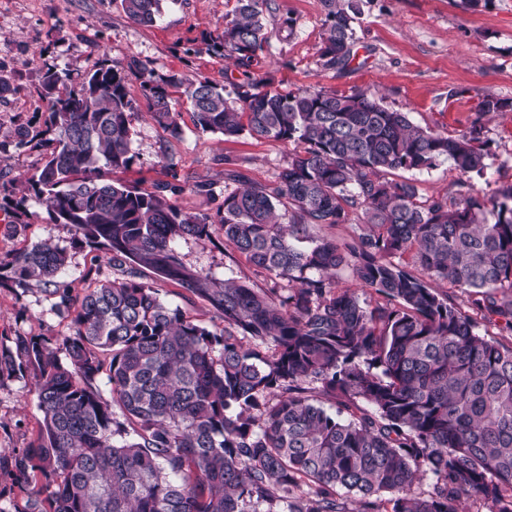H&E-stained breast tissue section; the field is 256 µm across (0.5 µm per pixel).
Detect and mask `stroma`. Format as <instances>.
I'll list each match as a JSON object with an SVG mask.
<instances>
[{"instance_id":"obj_1","label":"stroma","mask_w":512,"mask_h":512,"mask_svg":"<svg viewBox=\"0 0 512 512\" xmlns=\"http://www.w3.org/2000/svg\"><path fill=\"white\" fill-rule=\"evenodd\" d=\"M271 38L261 55L260 74L283 92L302 87L343 94L378 91L388 108L408 113L420 127L457 135L489 97L512 99V0H349L355 12V57L343 70L322 64L325 10L322 0H277ZM236 0H162L156 23L130 19L120 0H0V74L17 92L0 102V139L19 123L42 116L47 103L39 95L43 70L54 67L79 85L104 59L128 75L135 154L123 181L148 187L158 182L203 180L210 193L183 191L177 205L192 214L215 213L224 195L236 188L224 178V160H237L258 182L273 181L296 151L293 142L247 134L219 138L199 132L184 95L186 82L208 78L232 93L240 76L233 62L210 51ZM294 19L293 29L283 20ZM176 77L169 93L180 116L179 134L147 115L140 83L142 70ZM491 142L488 167L475 186L485 193L512 184V112L486 118ZM74 229L49 221L38 207L21 220L0 209V255L50 241L67 247L70 262L63 280L82 290L83 273L98 260L89 247L74 245ZM178 250L186 265L233 277L254 288L273 282L232 249L221 235L212 240H183ZM449 296L474 315L478 333L512 346V331L496 316L476 311L468 290L448 286ZM43 288L0 287V351L13 348L17 335L63 337L69 321L51 309ZM31 374L0 373V448L26 447L39 430Z\"/></svg>"}]
</instances>
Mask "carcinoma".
Returning <instances> with one entry per match:
<instances>
[{"instance_id": "cac0c4a2", "label": "carcinoma", "mask_w": 512, "mask_h": 512, "mask_svg": "<svg viewBox=\"0 0 512 512\" xmlns=\"http://www.w3.org/2000/svg\"><path fill=\"white\" fill-rule=\"evenodd\" d=\"M326 10L320 57H353V17ZM153 24L161 0H121ZM276 0H236L213 50L241 78L233 99L207 78L185 88L203 133L302 145L270 183L224 158L241 188L216 214H188L173 196L190 187L115 181L133 163L126 74L108 63L79 88L46 69L42 128L18 126L15 146L43 163L20 186H0L17 216L32 201L76 241L104 253L112 278L91 267L75 295L61 282L67 248L41 243L0 255V283L45 287L70 319L62 338L18 336L0 372L30 373L42 424L0 465L32 486L26 512H512V346L488 341L438 284L470 290L473 305L512 330V185L493 199L471 183L490 157L483 117L512 112L487 98L452 137L412 123L377 92L317 88L283 93L254 70ZM142 73L148 113L178 132L167 87ZM442 160L463 176L456 199L423 198L395 172ZM289 223L276 220L279 208ZM358 220L340 244L313 227ZM224 244L286 288L257 290L187 266L188 237ZM409 254L412 265L397 259ZM347 269L375 295L338 285ZM203 299L212 324L161 296L146 273ZM319 395L332 398L326 409ZM432 490L417 493L424 476Z\"/></svg>"}]
</instances>
